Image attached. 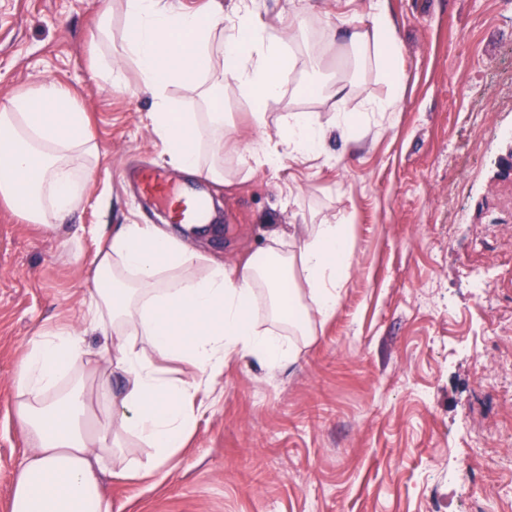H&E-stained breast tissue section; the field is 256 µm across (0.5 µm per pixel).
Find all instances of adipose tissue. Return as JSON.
Returning <instances> with one entry per match:
<instances>
[{
  "instance_id": "ef3b65f1",
  "label": "adipose tissue",
  "mask_w": 512,
  "mask_h": 512,
  "mask_svg": "<svg viewBox=\"0 0 512 512\" xmlns=\"http://www.w3.org/2000/svg\"><path fill=\"white\" fill-rule=\"evenodd\" d=\"M124 47L139 68V94L150 96L154 135L171 164L224 180V114L180 111L167 94L174 84H196L210 71V37L224 30V72L251 104L255 129L266 124L269 103L280 100V73L291 68L290 27L260 24L249 0L230 20L216 13L177 9L171 0H125ZM337 52L350 49L388 85L364 111H347L352 90L337 78L323 95L333 104L327 123L288 111L277 140L237 150L239 167L277 168L283 158L319 156L329 133L359 146L376 118H389L401 101L400 46L389 0H372L366 24L347 20L333 31ZM97 173V146L86 112L67 88L42 83L0 108V200L31 224H64ZM287 230L270 227L268 244L235 265L202 258L153 224H118L95 259L85 293L89 333L102 342L89 355L85 339L62 327L30 340L16 378V412L35 445L17 473L11 512H112L100 474L123 438L152 450L150 460L125 471L144 478L164 468L191 437L195 400L211 378L237 357L269 371L298 361L315 340L316 323L336 312L353 258L347 218L306 225L294 249L281 245ZM265 302L268 326L256 322ZM180 360L195 373L171 375ZM120 375V392L111 377Z\"/></svg>"
}]
</instances>
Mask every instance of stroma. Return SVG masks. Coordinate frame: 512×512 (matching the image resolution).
<instances>
[{
  "mask_svg": "<svg viewBox=\"0 0 512 512\" xmlns=\"http://www.w3.org/2000/svg\"><path fill=\"white\" fill-rule=\"evenodd\" d=\"M103 0H0V107L47 81L71 89L98 145V173L68 224L28 223L0 201V512L32 447L16 413L28 342L85 328L101 224H159L125 174L163 172L214 207L205 257L234 264L265 247L272 224L351 217L354 259L334 317L299 361L271 372L229 361L200 393L186 446L152 477L116 479L152 450L126 439L103 477L114 512H512V175L497 165L512 134V6L505 0H390L403 93L392 125L362 149L327 140L323 154L276 170L238 168L229 182L173 167L152 133L149 97L123 49L124 0L112 37ZM260 21L304 13L311 37L342 23L339 0H255ZM283 74L280 113L329 105L310 92L332 67L301 45ZM116 69L120 80L107 86ZM206 84L221 83L224 119L244 144L258 133L214 50ZM469 476L458 479L460 459Z\"/></svg>",
  "mask_w": 512,
  "mask_h": 512,
  "instance_id": "stroma-1",
  "label": "stroma"
}]
</instances>
